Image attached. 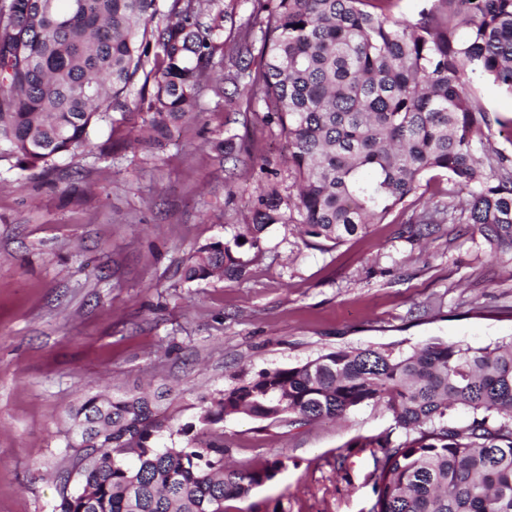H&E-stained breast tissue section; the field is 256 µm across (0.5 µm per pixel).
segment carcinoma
I'll return each instance as SVG.
<instances>
[{
    "label": "carcinoma",
    "instance_id": "1",
    "mask_svg": "<svg viewBox=\"0 0 512 512\" xmlns=\"http://www.w3.org/2000/svg\"><path fill=\"white\" fill-rule=\"evenodd\" d=\"M234 2L170 0L158 20L156 0H0V162L75 157L96 120L130 111L136 86L159 145L203 91L220 103L224 83L243 84L288 139L297 194L259 195L234 245L199 247L185 280L243 278L237 249H260L272 224L341 243L404 216L437 175L448 204L411 236L473 224L512 254V157L487 148L495 125L512 137V119L491 117L474 88L512 95V0H430L411 19L401 0H251L238 25ZM214 147L239 161L234 138ZM362 405L399 430L356 443L380 452L371 512H512V339L329 350L259 372L175 430L142 393L87 398L66 441L81 490L58 512H226L283 461L224 468L225 417L307 424Z\"/></svg>",
    "mask_w": 512,
    "mask_h": 512
}]
</instances>
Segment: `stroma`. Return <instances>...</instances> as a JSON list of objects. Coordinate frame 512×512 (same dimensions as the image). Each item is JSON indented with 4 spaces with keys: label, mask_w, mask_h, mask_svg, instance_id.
Masks as SVG:
<instances>
[{
    "label": "stroma",
    "mask_w": 512,
    "mask_h": 512,
    "mask_svg": "<svg viewBox=\"0 0 512 512\" xmlns=\"http://www.w3.org/2000/svg\"><path fill=\"white\" fill-rule=\"evenodd\" d=\"M197 111L159 145L138 143L141 113L112 112L55 169L0 164V512H57L79 490L70 414L112 389H168L179 426L202 398L331 349L512 339V257L470 224L412 241L387 221L337 245L274 224L241 248L245 279L186 282L194 251L232 241L256 195L293 191L262 103L206 92ZM230 133L254 153L232 176L213 148ZM393 428L372 405L308 425L225 418L228 466L286 455L229 512H370L374 459L355 442Z\"/></svg>",
    "instance_id": "stroma-1"
}]
</instances>
